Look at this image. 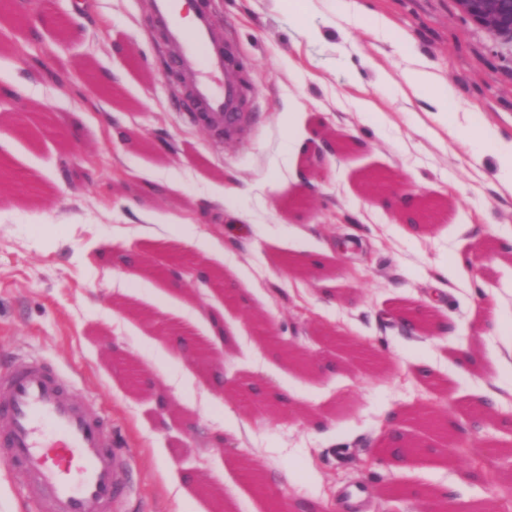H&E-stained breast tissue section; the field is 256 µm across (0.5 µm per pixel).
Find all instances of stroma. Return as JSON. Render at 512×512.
<instances>
[{"mask_svg": "<svg viewBox=\"0 0 512 512\" xmlns=\"http://www.w3.org/2000/svg\"><path fill=\"white\" fill-rule=\"evenodd\" d=\"M52 2L61 21L38 36L0 21V89H11L0 92V374L47 363L106 418L131 471L116 512H270L240 454L319 512H347L349 490L362 492L360 512H423L438 490L455 510L512 512V369L500 364L512 346V190L479 139L485 124L512 139V47L456 0H358L352 22L336 0H305L297 17L282 0H212L249 85V120L224 141L165 81L150 0ZM415 55L455 86L447 113L432 91L398 93ZM360 98L384 127L355 110ZM318 136L347 146L325 150L315 173ZM408 194L437 203L430 223L412 227L384 201ZM147 222L172 234L194 225L204 245L186 252L222 274L223 290L144 274L139 260L170 252L141 234ZM460 255L472 262L448 281L440 269ZM418 309L452 331L409 328ZM214 315L224 384H261L253 402L213 394L161 331L208 339ZM288 344L315 370L283 360ZM113 345L178 420L130 392ZM488 388L502 396L491 411ZM280 396L288 413L270 415ZM424 402L480 454L446 457L417 413ZM393 427L423 444L410 464L383 451ZM219 435L227 449L213 446Z\"/></svg>", "mask_w": 512, "mask_h": 512, "instance_id": "stroma-1", "label": "stroma"}]
</instances>
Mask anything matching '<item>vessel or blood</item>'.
Instances as JSON below:
<instances>
[{"label":"vessel or blood","instance_id":"obj_1","mask_svg":"<svg viewBox=\"0 0 512 512\" xmlns=\"http://www.w3.org/2000/svg\"><path fill=\"white\" fill-rule=\"evenodd\" d=\"M152 11L192 87L194 120L235 138L246 119L244 78L211 11L200 0H152ZM0 461L22 476L42 512H112L129 482L105 418L38 361L0 376Z\"/></svg>","mask_w":512,"mask_h":512}]
</instances>
